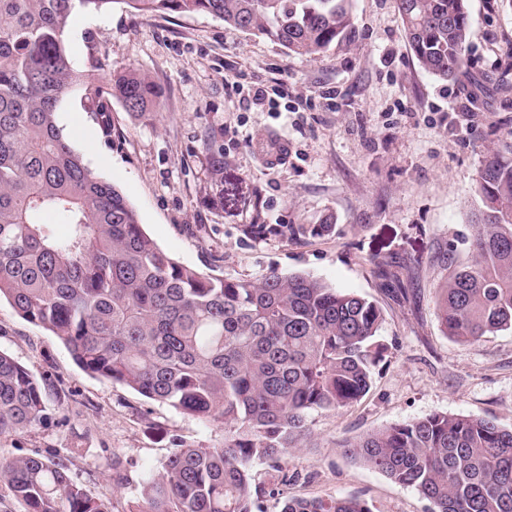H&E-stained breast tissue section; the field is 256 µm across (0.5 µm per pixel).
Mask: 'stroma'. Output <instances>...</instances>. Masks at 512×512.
<instances>
[{
	"instance_id": "obj_1",
	"label": "stroma",
	"mask_w": 512,
	"mask_h": 512,
	"mask_svg": "<svg viewBox=\"0 0 512 512\" xmlns=\"http://www.w3.org/2000/svg\"><path fill=\"white\" fill-rule=\"evenodd\" d=\"M467 9L475 32L468 71L486 80L476 103L462 84L419 66L393 0H353L352 40L312 61L207 13L143 16L120 0L75 12L65 31L71 64L94 74L98 93L66 97L59 127L165 253L219 278L308 274L383 311L386 350L369 392L312 413L311 434L285 472L253 463L263 512H278L290 496H357L372 512H428L415 489L347 458L343 442L436 412L512 428V332L461 342L444 333L436 308L447 276L441 255L451 244L469 252L480 162L512 133V7L467 0ZM129 69L154 82L158 111L132 114L113 95V77ZM272 87L285 93L277 111L242 100ZM275 143L284 157L272 163L266 148ZM248 224L330 230L250 238ZM384 257L414 263L410 302L374 276L373 260ZM0 350L46 388L45 420L0 436V457L62 460L112 512L142 501L145 481L177 444L224 440L220 424L84 372L57 336L5 301Z\"/></svg>"
}]
</instances>
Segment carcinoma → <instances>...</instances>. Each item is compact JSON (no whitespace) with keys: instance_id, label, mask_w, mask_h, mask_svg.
Segmentation results:
<instances>
[{"instance_id":"carcinoma-1","label":"carcinoma","mask_w":512,"mask_h":512,"mask_svg":"<svg viewBox=\"0 0 512 512\" xmlns=\"http://www.w3.org/2000/svg\"><path fill=\"white\" fill-rule=\"evenodd\" d=\"M123 3L134 12L208 13L313 60L355 33L352 0H0V299L67 347L86 373L182 414L224 427V442L174 451L146 481V506L128 512H263L258 459L281 469L309 433L313 411H336L370 389L384 353L382 310L307 274L224 279L181 264L146 234L122 194L72 149L57 110L94 89L75 70L64 33L77 10ZM420 67L442 82L467 70L474 37L465 0H394ZM130 112H155L152 81L112 80ZM467 260L448 243L437 299L446 333L463 342L512 331V140L488 150L476 175ZM58 213L57 235L43 222ZM251 224L249 236L295 235ZM407 302L414 267L375 263ZM44 385L0 351V436L45 419ZM345 454L415 489L429 512H512V428L496 419L433 413L343 445ZM0 484L24 512H111L62 461L0 458ZM279 512H372L354 496L288 497Z\"/></svg>"}]
</instances>
